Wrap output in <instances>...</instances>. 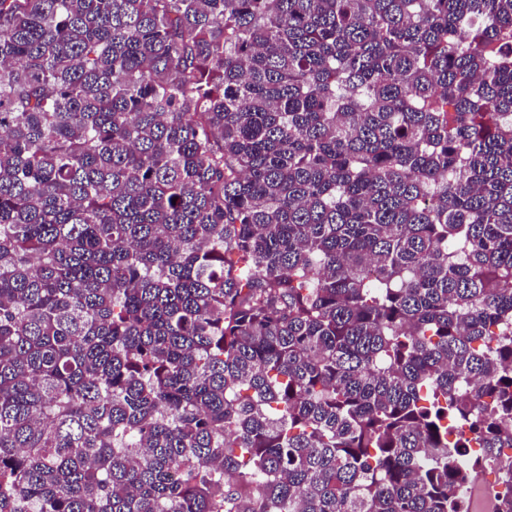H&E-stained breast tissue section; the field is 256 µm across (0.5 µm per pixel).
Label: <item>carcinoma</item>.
I'll return each mask as SVG.
<instances>
[{
    "label": "carcinoma",
    "mask_w": 512,
    "mask_h": 512,
    "mask_svg": "<svg viewBox=\"0 0 512 512\" xmlns=\"http://www.w3.org/2000/svg\"><path fill=\"white\" fill-rule=\"evenodd\" d=\"M505 448L512 0H0V512H468Z\"/></svg>",
    "instance_id": "obj_1"
}]
</instances>
